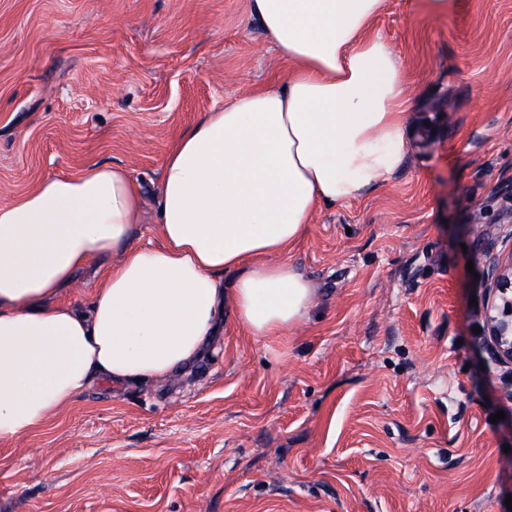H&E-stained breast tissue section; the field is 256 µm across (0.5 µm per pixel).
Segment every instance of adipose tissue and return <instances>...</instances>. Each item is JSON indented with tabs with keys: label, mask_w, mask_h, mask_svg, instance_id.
<instances>
[{
	"label": "adipose tissue",
	"mask_w": 512,
	"mask_h": 512,
	"mask_svg": "<svg viewBox=\"0 0 512 512\" xmlns=\"http://www.w3.org/2000/svg\"><path fill=\"white\" fill-rule=\"evenodd\" d=\"M384 0H250L281 83L204 113L169 148L161 241L135 244L140 185L91 164L0 203V444L63 415L93 382L156 384L224 331L288 337L315 300L286 260L319 206L358 199L400 168L403 68L373 32ZM88 303L62 298L78 270ZM98 283V276L94 269L81 270L76 274L72 288H64L63 294L72 300L84 301L88 299Z\"/></svg>",
	"instance_id": "1"
}]
</instances>
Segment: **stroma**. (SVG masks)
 I'll return each instance as SVG.
<instances>
[{
	"mask_svg": "<svg viewBox=\"0 0 512 512\" xmlns=\"http://www.w3.org/2000/svg\"><path fill=\"white\" fill-rule=\"evenodd\" d=\"M249 0H0V202L91 162L144 197L167 150L276 83ZM416 134L364 197L319 207L288 260L316 299L224 335L158 385L94 383L0 444V512H512V362L483 278L512 250V0H387ZM504 419H497V412Z\"/></svg>",
	"mask_w": 512,
	"mask_h": 512,
	"instance_id": "1",
	"label": "stroma"
}]
</instances>
